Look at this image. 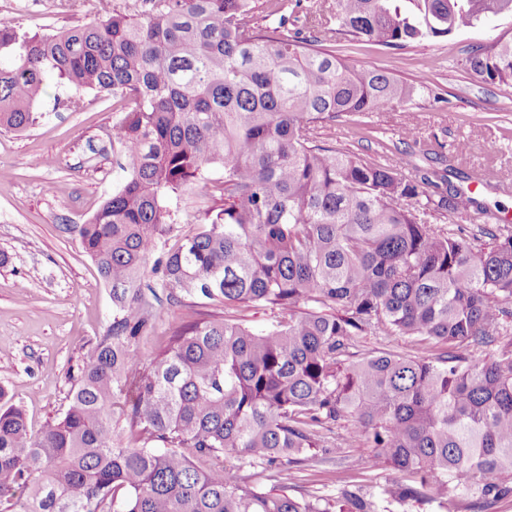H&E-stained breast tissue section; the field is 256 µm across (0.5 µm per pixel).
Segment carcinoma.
<instances>
[{
    "label": "carcinoma",
    "mask_w": 512,
    "mask_h": 512,
    "mask_svg": "<svg viewBox=\"0 0 512 512\" xmlns=\"http://www.w3.org/2000/svg\"><path fill=\"white\" fill-rule=\"evenodd\" d=\"M96 22L30 34L0 22V127L24 130L52 83L78 111L112 94L122 178L77 226L112 287V320L78 368L61 416L29 433L0 406V504L19 512H469L512 498V235L430 224L467 193L439 197L325 143L341 118L412 101L408 83L345 62L338 36L412 47L512 15V0H146ZM473 76L512 83V39L470 51ZM223 169L213 180L209 170ZM221 202L169 244L179 197ZM151 267L152 278L145 275ZM168 300L263 307L260 329L193 317L141 361ZM362 336H403L433 357L363 353ZM344 441L407 476L378 496L294 494L295 474ZM249 465L278 488L241 481Z\"/></svg>",
    "instance_id": "carcinoma-1"
}]
</instances>
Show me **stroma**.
Returning <instances> with one entry per match:
<instances>
[{
	"instance_id": "1",
	"label": "stroma",
	"mask_w": 512,
	"mask_h": 512,
	"mask_svg": "<svg viewBox=\"0 0 512 512\" xmlns=\"http://www.w3.org/2000/svg\"><path fill=\"white\" fill-rule=\"evenodd\" d=\"M99 3L69 7L64 0H0V21L49 32L97 19ZM503 37L512 38V16H493L414 48L337 39L336 53L348 63L403 80L421 75L427 60H436L437 67L426 89L392 117L374 112L358 122L337 121L326 130L328 145L394 167L414 152L435 184L450 180L496 214L504 233H512V84L483 82L464 66L472 48ZM68 94L67 88L50 87L34 125L22 131L0 128V254L9 257L0 264V389L23 410L33 434L65 410L73 372L87 362L112 319V289L75 231L111 197L120 178L110 139L112 97L87 93L82 109L72 112L63 105ZM401 121L414 127L413 139L401 138ZM460 142L469 144L466 154L456 152ZM480 169L503 178L479 182ZM194 312L256 328L269 319L261 309L189 297L184 306L163 310L154 333L138 343L141 356L153 355ZM340 471L367 495H380L403 479L402 473L375 465L372 449L344 445L328 459L303 466L296 490L336 495Z\"/></svg>"
}]
</instances>
